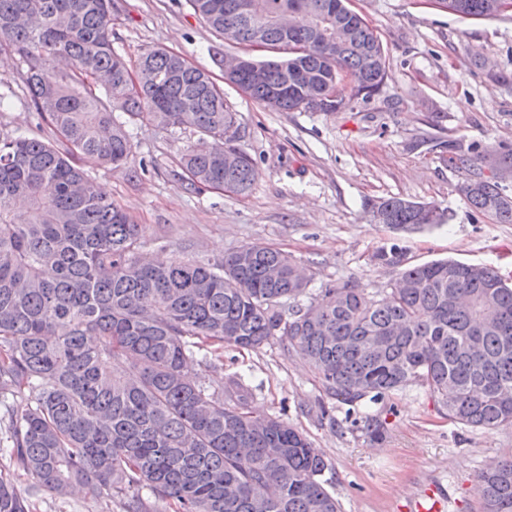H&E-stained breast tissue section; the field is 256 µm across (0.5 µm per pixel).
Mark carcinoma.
I'll list each match as a JSON object with an SVG mask.
<instances>
[{
  "label": "carcinoma",
  "instance_id": "carcinoma-1",
  "mask_svg": "<svg viewBox=\"0 0 512 512\" xmlns=\"http://www.w3.org/2000/svg\"><path fill=\"white\" fill-rule=\"evenodd\" d=\"M238 0H189L216 33L253 35ZM461 16L497 15L493 0H461ZM113 0H0V47L25 66L29 103L59 145L37 137L0 139V455L32 479L27 495L0 476V512H29V498L65 495L75 484L125 497V512H148L143 488L175 512H339L320 480L326 464L298 429L249 409L243 375L212 391L183 373L198 353L212 364L224 348L256 350L278 338L298 352L326 393L348 403L384 398L418 382L448 421L481 429L512 427V286L485 264L452 259L403 269L377 297L344 284L290 308L308 282L296 262L266 244H249L215 262L143 261L138 225L101 194L77 155L114 168L133 159L128 123L190 127L198 144L179 164L190 184L211 189L228 177L244 195L256 177L240 153L224 174L221 144L232 143L237 113L204 69L163 48L131 69L112 41ZM343 49L303 18L293 39L305 54L277 53L283 33L263 32L265 81H227L280 112L342 108L325 90L344 76L370 98L388 77L387 54L360 14ZM379 56L363 65L360 49ZM305 72L276 104L268 98L284 66ZM120 110L126 120L114 115ZM229 138H224V135ZM471 209L512 224V193L466 154ZM27 208L14 207L17 198ZM395 229L420 227L419 203L378 201ZM279 266L276 279L269 266ZM482 512H512V458L479 476Z\"/></svg>",
  "mask_w": 512,
  "mask_h": 512
}]
</instances>
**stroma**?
<instances>
[{
    "label": "stroma",
    "instance_id": "stroma-1",
    "mask_svg": "<svg viewBox=\"0 0 512 512\" xmlns=\"http://www.w3.org/2000/svg\"><path fill=\"white\" fill-rule=\"evenodd\" d=\"M112 40L129 65L151 48L183 55L224 85L238 114L236 147L256 168L247 194L197 190L178 165L198 141L190 128L169 131L131 124V167L112 169L84 157L80 166L139 226L147 260H215L248 244L278 247L305 268L310 297L322 288L355 285L373 296L391 287L396 268L377 252L399 246L406 264L452 258L495 266L512 279V224L474 212L457 192L465 170L450 151L478 155L512 148V10L464 18L435 0H350L388 54V77L371 99L344 82L346 108L277 112L226 83L214 53L241 54L194 15L187 0H115ZM22 67L0 53V135L46 140L53 133L23 103ZM401 197L431 203L449 223L401 232L372 221L367 201ZM191 377L214 389L248 377L251 409L298 427L321 453L325 488L340 512H417L429 498L439 512H480V473L512 456V427L494 430L449 422L425 386L411 384L383 399L350 405L326 395L312 367L270 340L254 351L225 349L211 367L191 363ZM382 421L373 442L364 416ZM32 512H124L122 497L85 489L34 500Z\"/></svg>",
    "mask_w": 512,
    "mask_h": 512
}]
</instances>
